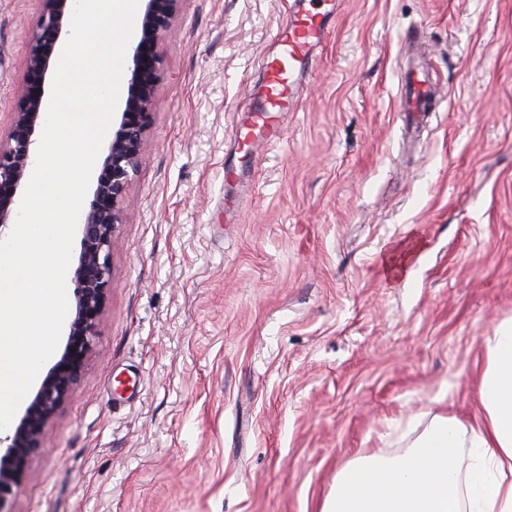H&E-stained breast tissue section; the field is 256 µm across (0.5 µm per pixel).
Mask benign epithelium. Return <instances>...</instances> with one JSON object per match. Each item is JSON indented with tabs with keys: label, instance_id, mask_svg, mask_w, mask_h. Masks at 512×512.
I'll use <instances>...</instances> for the list:
<instances>
[{
	"label": "benign epithelium",
	"instance_id": "obj_1",
	"mask_svg": "<svg viewBox=\"0 0 512 512\" xmlns=\"http://www.w3.org/2000/svg\"><path fill=\"white\" fill-rule=\"evenodd\" d=\"M36 27L28 34L30 54L26 83L13 125L0 139V240L14 225L21 188L33 159V134L44 120L43 85L62 36L71 0H41ZM181 0H146L140 38L132 53V90L125 101L119 128L112 138L89 209L79 217L82 249L75 270L78 284L75 317L63 357L51 368L25 409L19 425L0 444V505L12 494L29 461L43 448L41 431L79 384L92 351L102 309L112 288V240L122 223L123 202L135 175L145 134L153 121L159 58L157 47Z\"/></svg>",
	"mask_w": 512,
	"mask_h": 512
}]
</instances>
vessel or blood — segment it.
<instances>
[{"mask_svg":"<svg viewBox=\"0 0 512 512\" xmlns=\"http://www.w3.org/2000/svg\"><path fill=\"white\" fill-rule=\"evenodd\" d=\"M341 0H288V15L260 62L262 81L248 95L247 114L232 125L237 152L251 159L258 145L283 137V119L297 111L314 71L318 51L328 36L330 20ZM432 89L418 74H405L397 99L402 112H425Z\"/></svg>","mask_w":512,"mask_h":512,"instance_id":"vessel-or-blood-1","label":"vessel or blood"}]
</instances>
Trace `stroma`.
Wrapping results in <instances>:
<instances>
[{
	"label": "stroma",
	"instance_id": "1",
	"mask_svg": "<svg viewBox=\"0 0 512 512\" xmlns=\"http://www.w3.org/2000/svg\"><path fill=\"white\" fill-rule=\"evenodd\" d=\"M286 0H181L75 389L0 512H319L468 419L512 319V0H342L233 223L228 130ZM40 0H0V136ZM413 64L424 128L396 102Z\"/></svg>",
	"mask_w": 512,
	"mask_h": 512
}]
</instances>
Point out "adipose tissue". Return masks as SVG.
I'll use <instances>...</instances> for the list:
<instances>
[{"mask_svg": "<svg viewBox=\"0 0 512 512\" xmlns=\"http://www.w3.org/2000/svg\"><path fill=\"white\" fill-rule=\"evenodd\" d=\"M478 416L434 417L408 449L347 464L321 512H512V322L485 337ZM470 451L468 475L454 464Z\"/></svg>", "mask_w": 512, "mask_h": 512, "instance_id": "obj_1", "label": "adipose tissue"}]
</instances>
